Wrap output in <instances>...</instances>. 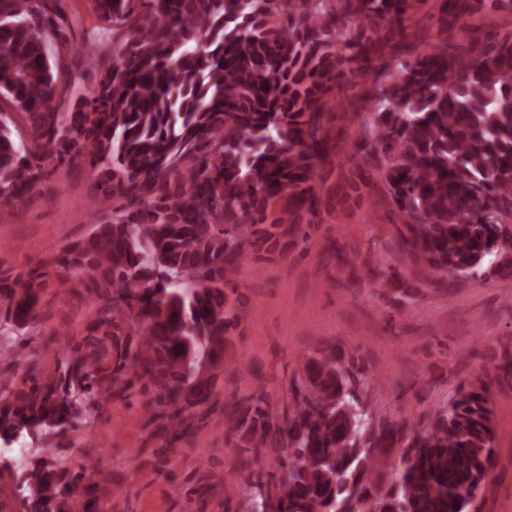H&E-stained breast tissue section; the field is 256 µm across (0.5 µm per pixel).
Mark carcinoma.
<instances>
[{
    "mask_svg": "<svg viewBox=\"0 0 512 512\" xmlns=\"http://www.w3.org/2000/svg\"><path fill=\"white\" fill-rule=\"evenodd\" d=\"M90 42L112 64L67 94L64 0H0V202L22 200L48 168L82 163L101 209L82 238L34 265L0 270V447L64 437L112 398L144 401L151 423L192 433L233 354L232 278L283 253L314 223L321 172L348 153L370 172L374 204L397 216L382 250L428 276L512 286V32L470 41L468 18L498 0H450L452 35L400 60L391 40L420 28L426 0H92ZM379 56L356 96L354 149L335 135L353 65ZM68 98L66 111L58 100ZM73 283L89 320L42 374L45 291ZM394 297L413 281L388 268ZM379 382L347 345L311 351L277 416L263 393L224 400L240 455L281 453L279 470L209 482L268 486L265 512H467L495 440L490 384L463 383L426 431L386 416ZM26 512H101L105 476L37 448L18 469Z\"/></svg>",
    "mask_w": 512,
    "mask_h": 512,
    "instance_id": "obj_1",
    "label": "carcinoma"
}]
</instances>
